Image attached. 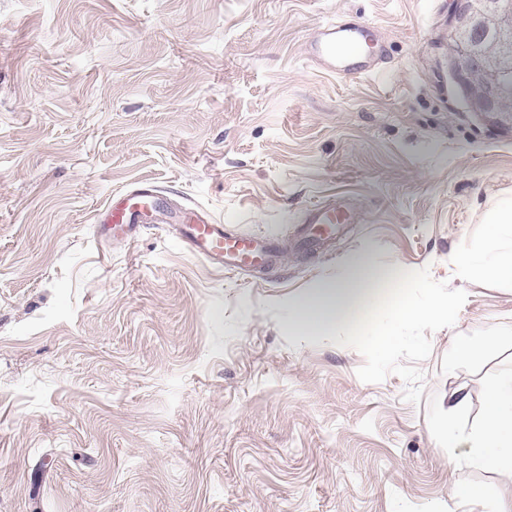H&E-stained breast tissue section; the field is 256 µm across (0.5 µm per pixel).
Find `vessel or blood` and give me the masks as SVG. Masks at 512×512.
Segmentation results:
<instances>
[{"instance_id":"b4317fda","label":"vessel or blood","mask_w":512,"mask_h":512,"mask_svg":"<svg viewBox=\"0 0 512 512\" xmlns=\"http://www.w3.org/2000/svg\"><path fill=\"white\" fill-rule=\"evenodd\" d=\"M305 54L309 61L344 80L373 76L382 58L374 32L359 22L343 19L326 23L308 41ZM153 191L144 186L112 199L105 212V222L113 240L133 245L140 229L139 218L151 202ZM334 203L317 204L307 211L306 221L331 229L336 223ZM182 242L190 252L213 266L228 271L257 269L271 263L273 255L256 240L226 232L210 215L190 213L180 227Z\"/></svg>"}]
</instances>
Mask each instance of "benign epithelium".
I'll use <instances>...</instances> for the list:
<instances>
[{"label": "benign epithelium", "mask_w": 512, "mask_h": 512, "mask_svg": "<svg viewBox=\"0 0 512 512\" xmlns=\"http://www.w3.org/2000/svg\"><path fill=\"white\" fill-rule=\"evenodd\" d=\"M512 6L453 0L448 17V82L466 110L512 133Z\"/></svg>", "instance_id": "1"}]
</instances>
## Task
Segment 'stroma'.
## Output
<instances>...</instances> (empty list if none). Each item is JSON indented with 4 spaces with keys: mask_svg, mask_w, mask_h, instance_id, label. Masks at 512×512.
<instances>
[{
    "mask_svg": "<svg viewBox=\"0 0 512 512\" xmlns=\"http://www.w3.org/2000/svg\"><path fill=\"white\" fill-rule=\"evenodd\" d=\"M451 0H0V512H496L512 470L449 466L512 375V283L464 254L512 199V134L448 85ZM381 29L344 82L326 21ZM156 188L132 247L97 231ZM350 206L320 236L314 204ZM271 241L230 273L188 209ZM365 251L397 299L313 336L291 307ZM394 336L386 356L373 339ZM479 342L451 359L455 337ZM495 488L464 499L460 487ZM379 53L376 34L359 22L347 19L326 23L305 48L309 61L344 80L376 74L382 62ZM394 318L400 323H408L419 319H432L437 315L434 308H424L414 301L402 300L393 309Z\"/></svg>",
    "mask_w": 512,
    "mask_h": 512,
    "instance_id": "35a3bbf8",
    "label": "stroma"
}]
</instances>
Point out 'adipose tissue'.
<instances>
[{
	"label": "adipose tissue",
	"instance_id": "1",
	"mask_svg": "<svg viewBox=\"0 0 512 512\" xmlns=\"http://www.w3.org/2000/svg\"><path fill=\"white\" fill-rule=\"evenodd\" d=\"M385 279L368 253L356 254L339 276L323 281L307 300L292 309L291 321L299 332L314 335L340 322L361 319L375 303ZM448 445L460 451L457 464L512 468V376L488 390L479 433L463 438L449 431Z\"/></svg>",
	"mask_w": 512,
	"mask_h": 512
}]
</instances>
